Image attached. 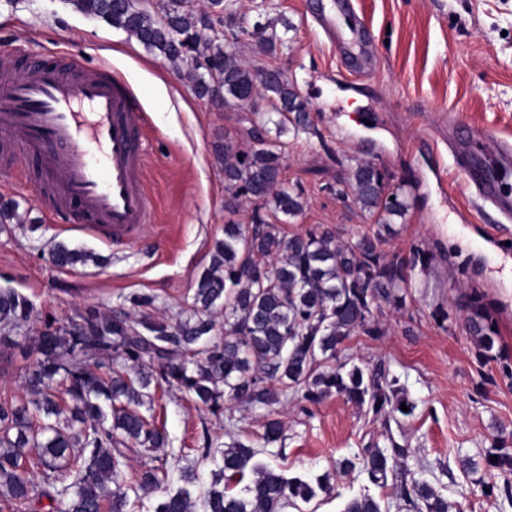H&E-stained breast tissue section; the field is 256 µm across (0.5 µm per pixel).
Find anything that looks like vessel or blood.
Masks as SVG:
<instances>
[{
    "label": "vessel or blood",
    "mask_w": 512,
    "mask_h": 512,
    "mask_svg": "<svg viewBox=\"0 0 512 512\" xmlns=\"http://www.w3.org/2000/svg\"><path fill=\"white\" fill-rule=\"evenodd\" d=\"M145 115L126 81L81 54L0 55V167L29 162L37 202L67 226L137 241L154 200L145 186Z\"/></svg>",
    "instance_id": "1"
}]
</instances>
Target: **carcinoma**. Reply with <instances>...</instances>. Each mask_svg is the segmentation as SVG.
I'll return each mask as SVG.
<instances>
[{"instance_id": "carcinoma-1", "label": "carcinoma", "mask_w": 512, "mask_h": 512, "mask_svg": "<svg viewBox=\"0 0 512 512\" xmlns=\"http://www.w3.org/2000/svg\"><path fill=\"white\" fill-rule=\"evenodd\" d=\"M77 10L127 32L175 66L186 65L198 95H224L229 106L242 104L263 86L273 94L294 133L308 129V112L295 86L277 71L257 78L237 58L221 29L234 24L224 15V0H208L197 15L185 0H168L157 17L143 0H68ZM211 34L205 35L203 31ZM224 184L229 204H255L253 223L224 225L215 241L210 266L197 281V319L176 321L152 313L154 299H132L139 313L105 315L95 307L79 313L82 331L48 322L36 337L38 359L23 374L25 399L0 400V512H41L48 499L54 512H140L144 499L162 490L154 512H283L309 502L317 492L334 490L327 478L288 477L257 460L265 446L283 438V420L270 409L291 397L318 404L336 395L359 409L390 417L401 405L397 380L382 365L366 372L340 360L353 336L378 338L385 327L374 309L385 302L401 309L410 272L426 263L417 249L411 259L388 257L382 245L390 217L406 215L408 197L386 191L382 168L362 161L336 195L353 194L366 211L379 215L378 230L356 240L329 227L313 226L287 236L281 225L260 214L269 208L295 217L302 193L283 184L275 144L259 137L246 151L226 137ZM50 260L58 267L85 265L97 256L56 245ZM224 308V334L215 333L208 313ZM29 300L0 289V324L13 327L30 318ZM464 327L486 361L501 357L498 331L482 297L468 296ZM177 388L194 406L232 419L239 405L267 411L256 448L231 439L222 449L208 441L199 449L215 470L204 486L192 467L179 470V486L167 460L164 428L154 413L158 393ZM138 446L140 465L127 453ZM409 450L397 444L366 450L355 462L338 463L336 473L351 474L362 465L368 481L392 485L404 512H465L435 484L415 477L407 465ZM243 485L239 492L233 491ZM343 512H384L363 489Z\"/></svg>"}]
</instances>
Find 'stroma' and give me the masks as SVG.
Returning a JSON list of instances; mask_svg holds the SVG:
<instances>
[{
    "instance_id": "35a3bbf8",
    "label": "stroma",
    "mask_w": 512,
    "mask_h": 512,
    "mask_svg": "<svg viewBox=\"0 0 512 512\" xmlns=\"http://www.w3.org/2000/svg\"><path fill=\"white\" fill-rule=\"evenodd\" d=\"M243 32L235 51L254 72L280 70L305 103L308 131L279 132L267 96L258 110L225 107L199 96L188 69H175L123 30L85 15L64 0H0V51L33 55L84 52L89 65L110 63L131 86L147 121L146 185L154 198L141 238L125 246L65 227L34 199L26 176L0 171V201L17 205L18 219L0 223V289L32 304L29 320L0 330V399L23 394L22 375L37 355L46 322L65 323L84 307L109 315L135 313L132 296L154 298V313L172 320L194 314V286L210 263L224 226L251 223L253 205H227L224 163L216 142L253 146V131L282 142L281 177L301 188L304 208L287 218L264 211L286 235L320 224L344 238L374 233L377 219L354 198L336 196L358 161L387 170L412 203L395 219L383 249L428 263L411 272L406 305H382L386 333L352 337L350 363L383 365L414 409L387 421L337 397L317 404L288 400L281 445L264 462L293 475L333 472L337 461L363 449L397 442L413 452L411 470L441 486L468 512H512L484 493L485 483H512L493 469L491 453L512 454V382L496 361L484 362L466 334L465 291L481 294L505 352L512 356V218L485 201L470 166L490 164L487 148L469 136L481 130L512 144V0H350L336 26L367 27L373 39L368 69L337 50L314 17L313 0H226ZM264 25L275 39L264 51L250 35ZM94 253L96 262L58 268L57 244ZM160 418L172 469L196 465L209 479L211 461L197 450L227 442L223 416L194 408L179 390L162 401ZM332 495L318 494L286 512H342L369 489L387 512H398L392 488L369 486L356 472L334 479Z\"/></svg>"
}]
</instances>
